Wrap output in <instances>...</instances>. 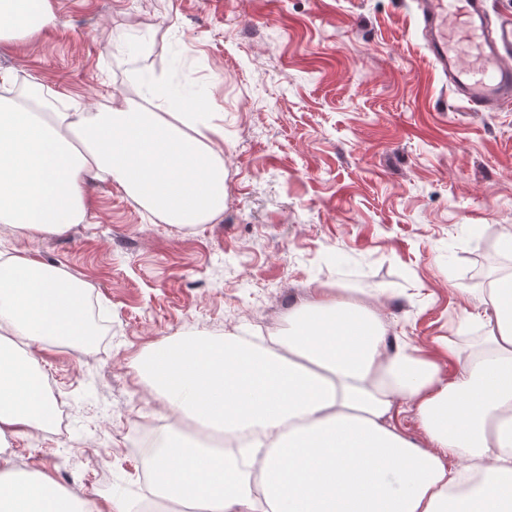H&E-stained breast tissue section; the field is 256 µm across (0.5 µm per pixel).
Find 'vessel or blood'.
<instances>
[{
	"label": "vessel or blood",
	"instance_id": "b4317fda",
	"mask_svg": "<svg viewBox=\"0 0 512 512\" xmlns=\"http://www.w3.org/2000/svg\"><path fill=\"white\" fill-rule=\"evenodd\" d=\"M429 59L471 112L512 109V12L488 0H417Z\"/></svg>",
	"mask_w": 512,
	"mask_h": 512
}]
</instances>
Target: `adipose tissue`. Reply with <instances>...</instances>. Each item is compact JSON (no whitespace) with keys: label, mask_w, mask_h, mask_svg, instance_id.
Instances as JSON below:
<instances>
[{"label":"adipose tissue","mask_w":512,"mask_h":512,"mask_svg":"<svg viewBox=\"0 0 512 512\" xmlns=\"http://www.w3.org/2000/svg\"><path fill=\"white\" fill-rule=\"evenodd\" d=\"M51 17L50 0H0V43ZM224 128L209 112H155L112 97L92 112H43L0 95V224L30 236L83 223L87 189L116 184L167 224L224 211ZM74 278L0 252V512H102L48 474L16 468L11 440L53 420L35 348L85 327ZM481 342L446 377L344 288H315L271 344L181 337L152 349L140 375L200 431L250 437L221 454L166 438L153 493L190 512H512V271L494 279ZM414 413L420 438L402 429Z\"/></svg>","instance_id":"obj_1"}]
</instances>
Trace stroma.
<instances>
[{
  "instance_id": "35a3bbf8",
  "label": "stroma",
  "mask_w": 512,
  "mask_h": 512,
  "mask_svg": "<svg viewBox=\"0 0 512 512\" xmlns=\"http://www.w3.org/2000/svg\"><path fill=\"white\" fill-rule=\"evenodd\" d=\"M52 21L0 48V84L40 80L62 112L118 95L224 127V212L192 227L152 222L117 186L89 189L85 223L28 237L0 226V251L66 271L97 313L87 355L47 343L36 357L69 402L65 438L11 443L15 464L68 492L91 482L143 512V474L176 428L136 370L178 336H260L288 327L312 288H348L398 335L468 353L470 319L502 264L512 225V110L469 112L445 97L414 0H51Z\"/></svg>"
}]
</instances>
